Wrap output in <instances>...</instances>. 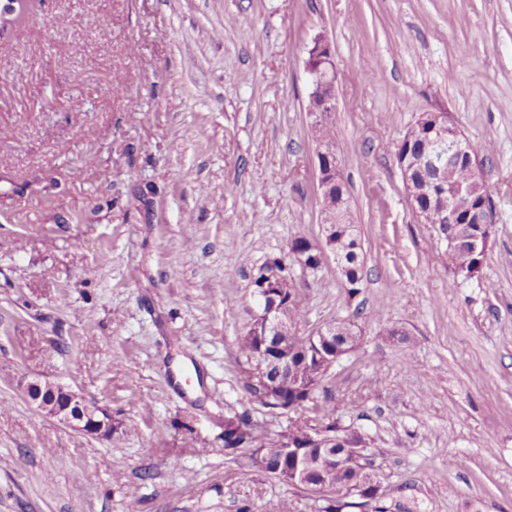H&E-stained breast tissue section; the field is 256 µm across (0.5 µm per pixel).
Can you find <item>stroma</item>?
<instances>
[{
	"instance_id": "obj_1",
	"label": "stroma",
	"mask_w": 512,
	"mask_h": 512,
	"mask_svg": "<svg viewBox=\"0 0 512 512\" xmlns=\"http://www.w3.org/2000/svg\"><path fill=\"white\" fill-rule=\"evenodd\" d=\"M336 65V153L364 257L325 240L308 50ZM447 113L480 153L481 271L437 259L395 147ZM491 154H483L485 145ZM284 259L300 334L349 320L317 398L363 434L389 512H512V0H31L0 31V512H319L224 445L273 433L242 388L253 275ZM38 375L109 409V439L25 400ZM288 253L292 257L299 256L301 259L306 260V263L312 268L320 267L325 261L322 259V251L319 246L313 245L309 239L304 236L295 237L288 246Z\"/></svg>"
}]
</instances>
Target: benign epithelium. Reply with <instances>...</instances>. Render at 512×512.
Here are the masks:
<instances>
[{"instance_id":"7a95c632","label":"benign epithelium","mask_w":512,"mask_h":512,"mask_svg":"<svg viewBox=\"0 0 512 512\" xmlns=\"http://www.w3.org/2000/svg\"><path fill=\"white\" fill-rule=\"evenodd\" d=\"M307 73L314 88L308 112L312 117V125L315 126L336 110L335 67L328 41L320 37L314 40L309 50ZM448 125V115H439L431 125L432 136L425 141L421 152L417 154L406 151L402 149V144H397L395 159L400 172L405 174L417 166H428L439 171L448 163L467 157L472 165L473 179L484 181L477 153L463 134L448 129ZM316 159L319 187L321 194L324 195L344 183L343 174L333 144L317 141ZM279 280V272L272 271L257 286L254 292L257 311L250 326L253 333L261 340L257 355V360L260 362V377L266 385L267 392L273 397L276 396L282 379H288V382L298 390L302 389L308 379V376L297 372L294 366L288 364L286 357H274L270 354V351L280 348L289 338L298 335V327L288 320L284 306L279 303L281 298L280 289L277 288ZM347 353H349L347 349L335 353H322V357L317 359L318 365L314 375L321 376ZM22 387L30 404L59 423L93 437L102 439L112 437L116 425L108 409L87 401L70 386L32 376L23 381ZM305 434L304 447L298 448L293 443L289 445L294 465L285 469L280 474V478L322 499L326 496L327 481L311 476L310 470L305 468L303 463L307 449L315 446L325 447L327 441L322 432L316 428L307 429ZM367 451V443L349 442L346 444V450L338 454L337 468L347 467L352 461L367 455Z\"/></svg>"}]
</instances>
